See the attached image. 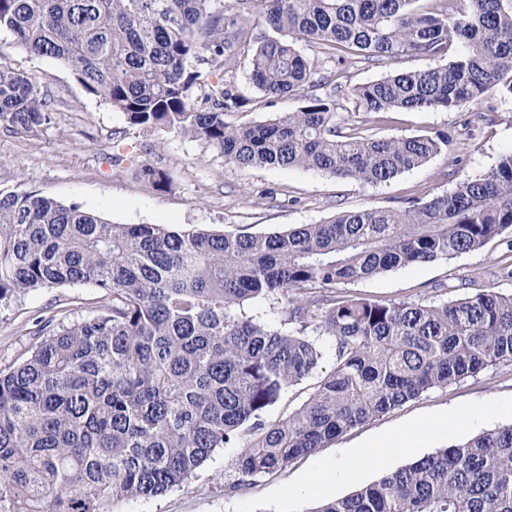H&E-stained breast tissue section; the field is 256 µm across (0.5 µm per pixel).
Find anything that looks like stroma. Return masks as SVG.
Masks as SVG:
<instances>
[{
  "label": "stroma",
  "instance_id": "35a3bbf8",
  "mask_svg": "<svg viewBox=\"0 0 512 512\" xmlns=\"http://www.w3.org/2000/svg\"><path fill=\"white\" fill-rule=\"evenodd\" d=\"M0 64L36 77L42 91L59 106L50 123L36 131H0V182L21 184L63 203L75 202L114 224H162L182 231L221 233L238 227L250 232L284 230L295 224H319L347 209L400 208L411 199H429L450 189L456 174L478 177L512 151V100L501 96L473 101L462 111L398 110L387 118L367 117L369 133L380 137L447 131L446 154L386 183L362 184L303 168L238 169L200 142L174 134L162 138L130 127L121 112L85 95L59 61L34 57L0 31ZM409 56L381 64L351 62L343 85L378 80L401 70L425 67ZM229 81L249 98L238 123L262 122L296 111L297 98L267 101L250 80L247 57L230 69ZM167 169L170 190H155L138 173L141 165ZM512 251L496 237L480 250L451 260L413 264L349 284L337 295L378 300L449 301L450 286L471 279L472 290L512 293V278L502 276ZM99 289L66 284L46 288L0 306V369L39 341L51 318L79 317L103 305ZM512 423V363L498 365L461 383L434 388L384 416L343 434L278 476L261 478L241 495L226 496L224 484L235 474L237 448L217 449L183 487L155 498H129L114 512H313L322 502L340 498L376 482L384 473L413 460L460 444L477 433ZM384 453L361 454L364 446ZM338 460L350 463L349 478L322 483L308 493L304 482Z\"/></svg>",
  "mask_w": 512,
  "mask_h": 512
}]
</instances>
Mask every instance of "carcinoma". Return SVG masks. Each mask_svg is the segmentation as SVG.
<instances>
[{"label":"carcinoma","instance_id":"cac0c4a2","mask_svg":"<svg viewBox=\"0 0 512 512\" xmlns=\"http://www.w3.org/2000/svg\"><path fill=\"white\" fill-rule=\"evenodd\" d=\"M217 2L0 0V30L29 55L61 62L128 125L183 135L242 169L300 167L380 184L448 152L445 131L377 137L341 119L336 71L301 55L294 38L339 65L429 61L349 87L367 115L512 97V0H439L426 11L416 0ZM264 25L274 35L258 31ZM245 45L258 92L296 97V111L229 120L248 103L225 79ZM57 106L31 74L0 65V128L30 132ZM141 174L158 191L172 184L150 164ZM496 236L512 249V151L427 201L271 233L112 224L0 183V303L65 284L106 299L59 320L0 369V512H112L182 487L231 446L240 452L224 490L241 493L430 389L512 362V293L440 303L336 295L338 284L475 252ZM259 301L279 325L246 312ZM326 356L333 367L308 398L268 418ZM315 512H512V424Z\"/></svg>","mask_w":512,"mask_h":512}]
</instances>
